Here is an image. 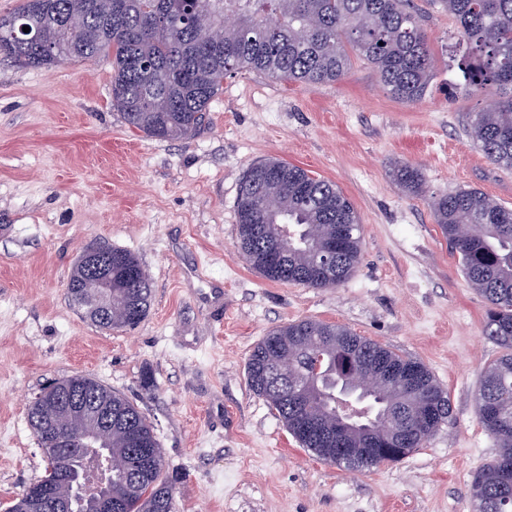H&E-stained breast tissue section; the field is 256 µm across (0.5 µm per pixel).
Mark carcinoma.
I'll use <instances>...</instances> for the list:
<instances>
[{
	"label": "carcinoma",
	"instance_id": "carcinoma-1",
	"mask_svg": "<svg viewBox=\"0 0 512 512\" xmlns=\"http://www.w3.org/2000/svg\"><path fill=\"white\" fill-rule=\"evenodd\" d=\"M35 9L23 0L12 15L0 17V56L33 68L59 63L112 60L111 101L125 125L157 140L191 136L206 120L224 77L263 74L281 83L334 84L347 74L352 59L367 61L379 84L393 98L421 99L432 76L433 59L421 16L411 0H40ZM459 24L468 47L455 88L492 89L495 97L475 113L468 134L492 163L512 168V0H440ZM80 13L74 31L65 18ZM29 32H23V27ZM405 190L421 191L420 174L396 169ZM434 216L467 283L489 303L485 335L503 349L487 364L480 380L477 414L499 448L496 459L477 472L471 484L474 512H512L504 492L501 459L512 458V208L477 189H463L433 203ZM292 226L295 236L279 243L287 269L272 266V225ZM359 219L336 184L279 159L250 165L237 201L236 244L246 262L270 282L286 280L311 288H335L361 259ZM336 243V269L316 272L315 241ZM112 252V328L139 324L153 297L152 282L135 255ZM71 302L102 293L73 272ZM359 342L364 372L378 380L372 399L362 402L375 417L379 403L414 422L433 417L430 427H414L407 443L383 425L372 442L387 448H419L450 416L447 392L421 362L359 336L336 323L304 319L281 326L260 340L246 364L248 386L275 409L299 446L322 459L336 447V387L344 384L343 343ZM322 357L317 376L313 362ZM383 360L417 373L421 390L411 396L396 381L379 376ZM69 380L112 395V432L107 435L112 461L110 491L118 512H174V488L164 476V460L154 428L124 396L85 375ZM43 476L55 477L46 495H71V475L81 470L78 450L69 453L68 473L56 472L51 452L43 454Z\"/></svg>",
	"mask_w": 512,
	"mask_h": 512
}]
</instances>
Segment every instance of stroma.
Instances as JSON below:
<instances>
[{"mask_svg": "<svg viewBox=\"0 0 512 512\" xmlns=\"http://www.w3.org/2000/svg\"><path fill=\"white\" fill-rule=\"evenodd\" d=\"M435 59L405 103L353 61L336 84L224 80L205 123L159 141L124 125L112 63L0 61V512L39 479L28 422L47 381L94 378L144 412L173 480L175 512H473L474 475L499 453L477 415L488 309L435 221L433 200L474 188L512 208V169L468 134L492 91L450 93L465 52L439 0H414ZM281 159L334 182L361 221V262L333 289L273 283L236 246L253 163ZM418 170L403 189L394 167ZM92 244L131 252L153 300L134 328L87 319L67 288ZM301 319L338 323L421 361L452 414L401 461L360 473L300 448L249 389L252 348Z\"/></svg>", "mask_w": 512, "mask_h": 512, "instance_id": "35a3bbf8", "label": "stroma"}]
</instances>
